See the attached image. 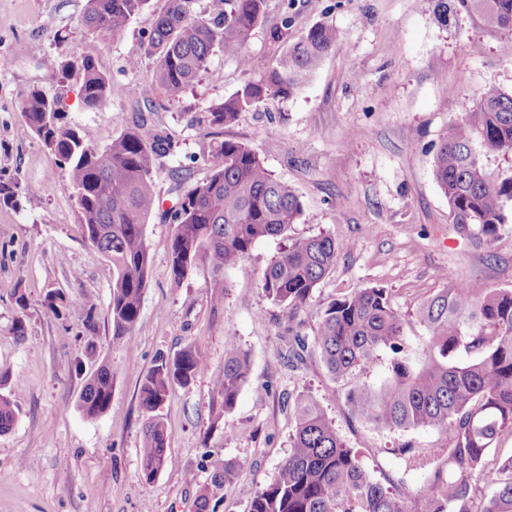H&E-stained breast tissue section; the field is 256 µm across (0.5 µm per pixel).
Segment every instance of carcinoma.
<instances>
[{
	"label": "carcinoma",
	"mask_w": 512,
	"mask_h": 512,
	"mask_svg": "<svg viewBox=\"0 0 512 512\" xmlns=\"http://www.w3.org/2000/svg\"><path fill=\"white\" fill-rule=\"evenodd\" d=\"M150 2L87 0L78 23L83 38L76 53L60 64L63 79L79 81L85 107L106 105L110 79L98 66L99 54ZM199 2L165 0L150 32L136 44V53L154 61L150 82L161 100L148 103L151 112L164 108L165 100L180 98L206 72L216 52L245 70L251 67L244 47L264 16L267 0H211L208 10L200 9ZM461 9L512 30V0H436L435 10L444 22L448 13ZM339 40L335 27L313 26L287 48L276 68L212 102L197 122L224 126L270 99L294 96ZM18 100L26 124L68 171L84 237L112 263V342L130 350L150 265L145 226L158 209L153 172L160 159L177 154L179 140L142 118L102 147L90 129L64 123L58 97L26 87ZM476 139L487 149L512 154V92L485 88L480 101L465 106L449 125L434 157V177L448 200L452 223L465 231L475 229V239L489 246L507 223L512 177L496 180L483 172L473 147ZM203 161L208 176L186 192L169 216L174 282L204 253L212 273L210 303L220 308L228 288L224 274L241 265L259 240L283 236L287 245L264 270L260 285L268 299L288 309V321H294L344 245L325 234L288 236L303 213L302 203L252 146L224 139ZM20 195L18 180H0V206H17ZM442 279L444 288L417 310L429 333L421 367L406 360L402 319L381 288L332 300L321 314L316 342L334 378L355 380L347 394L353 413L383 430L433 428L447 433L452 474L445 479L436 470L429 488L419 495L405 486L384 487L344 447L321 406L300 396L292 406L290 453L273 481L255 493L250 512H471L477 483L493 489L477 512H512V460L497 468L484 463L489 448L504 433L512 434V289L471 288L446 274ZM43 305L59 320L64 308L80 311L85 330L94 332L95 307L86 297L67 298L59 291L46 295ZM461 350L472 358L457 361ZM85 353L96 365L78 408L93 419L111 404L112 368L98 359L96 348L88 346ZM382 353L389 355L388 377L373 388L364 376ZM204 370V361L186 348L173 357H159L145 377L139 393L146 416L141 448L145 480H152L168 457V433L155 411L170 386H186ZM248 376L247 357L228 343L224 374L214 380L224 410L234 407ZM16 420L10 396L0 393V433L10 431ZM230 475L228 467L214 473L200 490L197 512H207L210 488L220 487Z\"/></svg>",
	"instance_id": "carcinoma-1"
}]
</instances>
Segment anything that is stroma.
Segmentation results:
<instances>
[{"label":"stroma","mask_w":512,"mask_h":512,"mask_svg":"<svg viewBox=\"0 0 512 512\" xmlns=\"http://www.w3.org/2000/svg\"><path fill=\"white\" fill-rule=\"evenodd\" d=\"M86 4L0 0V178L18 179L30 197L23 206L0 207V373L18 411L13 428L0 434V512H196L200 488L227 463L234 471L212 492L208 512H248L290 452L289 406L301 395L322 406L374 479L423 491V471L406 470L398 450L447 447L445 434L389 432L353 414L346 401L351 380L330 375L316 344L320 314L338 296L385 289L403 321L406 356L417 363L428 332L415 313L442 288L443 277L512 289V204L492 246L477 244L452 223L434 177L436 148L460 117L462 102H477L489 86L512 92V31L464 10L441 22L434 0H268L246 43L251 71L215 53L207 72L151 118L175 134L182 152L199 156L187 184L208 175L202 158L215 141L248 143L303 205L291 235L326 233L344 249L309 306L292 318L259 286L284 241L262 239L227 272L230 288L215 310L206 259L197 257L174 282L172 225L152 216L145 227L151 265L128 351L112 343V266L84 239L68 173L18 105L27 86L60 95L67 121L91 129L104 145L157 99L148 79L152 60L130 48L149 32L164 0H152L100 54L98 65L111 78L105 107L87 109L76 80L59 82L57 66L77 49L75 30ZM286 14L292 18L287 42L319 23L341 34L309 83L232 124H191L207 103L277 66L287 42H272L270 34ZM135 85L137 97L129 93ZM52 290L90 296L95 332L85 331L76 311L58 321L43 305ZM18 292L28 300L22 315ZM19 316L20 334L14 329ZM296 331L308 342L299 360L288 354ZM90 341L113 377L110 407L94 419L77 406ZM230 341L248 355L250 375L228 411L213 381L224 370ZM188 347L206 370L189 385H173L159 407L169 459L148 481L140 463V386L159 355Z\"/></svg>","instance_id":"35a3bbf8"}]
</instances>
